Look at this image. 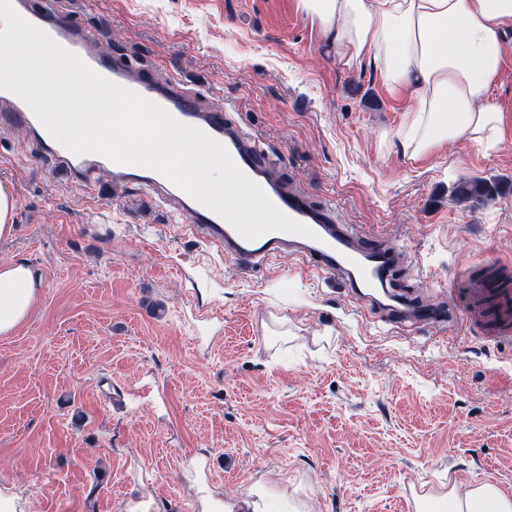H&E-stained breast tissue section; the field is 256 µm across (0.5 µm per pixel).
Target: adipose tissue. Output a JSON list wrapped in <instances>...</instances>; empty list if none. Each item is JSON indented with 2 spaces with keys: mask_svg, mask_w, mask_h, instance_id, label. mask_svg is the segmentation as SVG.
I'll return each mask as SVG.
<instances>
[{
  "mask_svg": "<svg viewBox=\"0 0 512 512\" xmlns=\"http://www.w3.org/2000/svg\"><path fill=\"white\" fill-rule=\"evenodd\" d=\"M296 11L345 67L374 64L391 95L408 96L411 118L395 133L417 158L457 140L483 144L512 131L490 102L512 50V0H295ZM38 284L21 262L0 265V335L34 311ZM448 512H512V495L484 482L448 491Z\"/></svg>",
  "mask_w": 512,
  "mask_h": 512,
  "instance_id": "ef3b65f1",
  "label": "adipose tissue"
}]
</instances>
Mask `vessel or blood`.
<instances>
[{
	"mask_svg": "<svg viewBox=\"0 0 512 512\" xmlns=\"http://www.w3.org/2000/svg\"><path fill=\"white\" fill-rule=\"evenodd\" d=\"M13 9L40 28H52L56 41L76 53L102 77L157 103L181 123L196 127L224 145L234 163L256 182L287 216L306 224L314 235L270 232L248 240L215 212L193 200L159 173L138 165L120 164L99 154L76 155L57 142L28 106L10 91L0 92V131L23 129L38 139L53 156L61 173L78 184L95 188L101 172L112 176L113 186H138L157 196L171 213L183 220L184 234L200 241L218 256L232 259L240 268L253 269L281 257L301 259L307 269L324 275L346 296L367 310L394 312L397 324L444 322L447 310L418 304L394 293L392 275L402 255L397 248L366 243L350 226L335 223L329 214L312 208L301 191L285 190L274 176L276 159L259 139L230 122L223 107L205 104L198 93L178 79L161 81L144 69L133 67L121 56L101 51L86 26L61 0L35 8L32 0H11ZM467 315L488 340L512 337V289L490 288L485 282L467 288Z\"/></svg>",
	"mask_w": 512,
	"mask_h": 512,
	"instance_id": "b4317fda",
	"label": "vessel or blood"
}]
</instances>
